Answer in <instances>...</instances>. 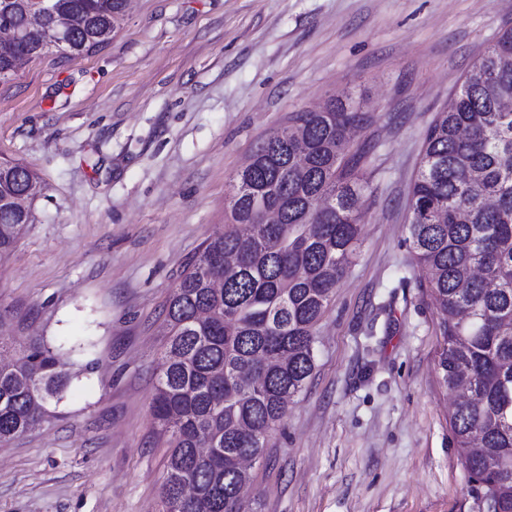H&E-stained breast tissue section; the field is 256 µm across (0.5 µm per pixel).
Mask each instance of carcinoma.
<instances>
[{
	"label": "carcinoma",
	"instance_id": "1",
	"mask_svg": "<svg viewBox=\"0 0 512 512\" xmlns=\"http://www.w3.org/2000/svg\"><path fill=\"white\" fill-rule=\"evenodd\" d=\"M88 26L69 56L107 44L126 0H55ZM33 0H0L26 40L0 57L17 76L58 47L31 26ZM512 26L478 56L449 109L429 125L408 194V242L428 279L443 346L437 370L455 394L450 425L460 464L492 512H512ZM367 121L349 95L321 112L294 113L261 141L232 185L226 218L246 235L217 230L186 264L163 306L166 341L150 414L168 448L163 512H243L251 479L239 461L265 458L270 437L316 367L315 329L359 247L369 151L348 132ZM38 175L0 161V195L32 204ZM25 219L0 208V260ZM67 380L62 355L33 342L0 367V443L47 415ZM209 452L203 453L201 449ZM192 493L183 494L185 487Z\"/></svg>",
	"mask_w": 512,
	"mask_h": 512
}]
</instances>
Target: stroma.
<instances>
[{
  "label": "stroma",
  "instance_id": "obj_1",
  "mask_svg": "<svg viewBox=\"0 0 512 512\" xmlns=\"http://www.w3.org/2000/svg\"><path fill=\"white\" fill-rule=\"evenodd\" d=\"M506 25L512 0H132L102 48H53L0 82V160L44 185L0 262V332L70 374L41 425L0 445V512H162L163 305L257 143L334 94L369 117L361 243L245 512H482L407 195L431 121Z\"/></svg>",
  "mask_w": 512,
  "mask_h": 512
}]
</instances>
